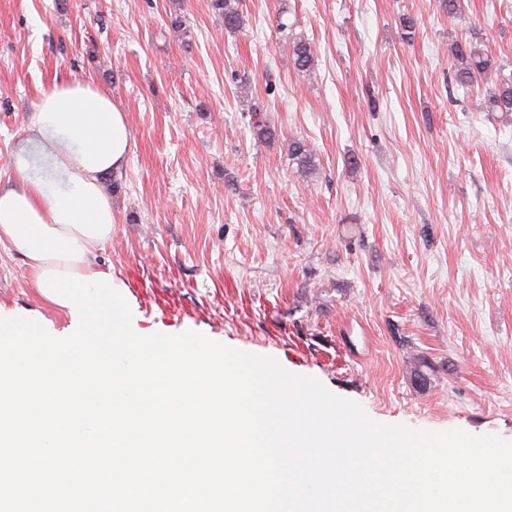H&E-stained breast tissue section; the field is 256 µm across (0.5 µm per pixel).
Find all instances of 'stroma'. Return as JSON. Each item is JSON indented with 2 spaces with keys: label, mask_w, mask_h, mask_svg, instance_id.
Here are the masks:
<instances>
[{
  "label": "stroma",
  "mask_w": 512,
  "mask_h": 512,
  "mask_svg": "<svg viewBox=\"0 0 512 512\" xmlns=\"http://www.w3.org/2000/svg\"><path fill=\"white\" fill-rule=\"evenodd\" d=\"M237 6L230 32L210 0H0V184L42 93L92 79L133 140L98 261L182 312L131 291L133 327L274 358L382 425L512 441V113L485 108L495 77L448 88L477 31L512 73V0H463L454 20L439 0ZM256 107L273 138L253 134ZM40 304L0 244V316Z\"/></svg>",
  "instance_id": "1"
}]
</instances>
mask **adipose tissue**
<instances>
[{
    "label": "adipose tissue",
    "mask_w": 512,
    "mask_h": 512,
    "mask_svg": "<svg viewBox=\"0 0 512 512\" xmlns=\"http://www.w3.org/2000/svg\"><path fill=\"white\" fill-rule=\"evenodd\" d=\"M132 142L126 115L110 91L87 80L44 91L27 120L20 159L0 185V242L24 259L30 279L46 270L92 275L112 242V197L105 179L125 166ZM49 161L29 173L27 154Z\"/></svg>",
    "instance_id": "1"
}]
</instances>
